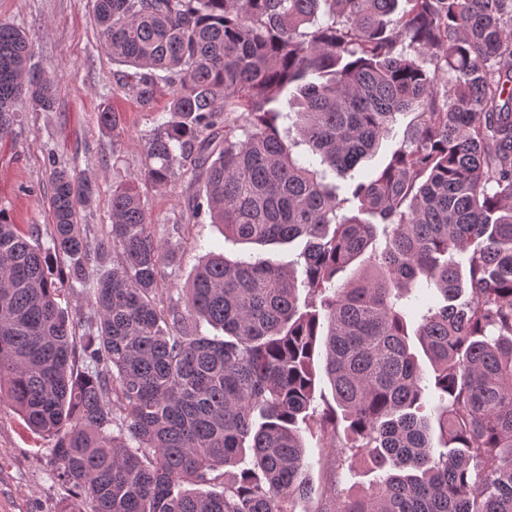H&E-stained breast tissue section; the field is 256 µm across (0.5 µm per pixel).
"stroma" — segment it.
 <instances>
[{
  "label": "stroma",
  "mask_w": 512,
  "mask_h": 512,
  "mask_svg": "<svg viewBox=\"0 0 512 512\" xmlns=\"http://www.w3.org/2000/svg\"><path fill=\"white\" fill-rule=\"evenodd\" d=\"M0 19L28 33L33 65L56 84L54 106L34 112L18 105L12 133L0 142V211L14 223L48 227L50 169L57 166L94 183L81 221L102 235L111 222L112 187L144 169V145L168 96L160 94L152 111L141 108L127 85L130 69L114 63L100 46L94 0H0ZM105 110L116 112V130L99 124ZM141 192L158 238H165L170 225L181 227L184 249L165 270L160 283L165 295H176L208 250L231 258L239 254L206 214L186 212L187 199L203 193L191 168L178 170L169 186H145ZM303 439L315 493L298 500L296 512H317L331 459L319 435L307 432ZM50 448L48 437L30 432L9 402L0 403V512H63L72 503L69 488L49 477Z\"/></svg>",
  "instance_id": "stroma-1"
}]
</instances>
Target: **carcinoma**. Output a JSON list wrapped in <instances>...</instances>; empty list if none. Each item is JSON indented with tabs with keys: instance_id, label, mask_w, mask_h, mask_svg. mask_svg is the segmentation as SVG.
I'll return each instance as SVG.
<instances>
[{
	"instance_id": "1",
	"label": "carcinoma",
	"mask_w": 512,
	"mask_h": 512,
	"mask_svg": "<svg viewBox=\"0 0 512 512\" xmlns=\"http://www.w3.org/2000/svg\"><path fill=\"white\" fill-rule=\"evenodd\" d=\"M95 21L143 108L167 73L144 170L113 186L100 238L79 223L91 182L65 169L50 246L0 211V396L52 440L69 512H295L313 420L333 467L318 512H512V0H95ZM30 58L0 20V138L18 102L54 106ZM405 112L411 139L340 195L328 174ZM186 165L192 213L238 244L304 239L295 265L211 251L164 297L179 225L160 244L140 184ZM422 281L444 304L411 334L398 301ZM66 289L95 310L66 316ZM318 357L335 406L316 420ZM358 461L375 480L343 487Z\"/></svg>"
}]
</instances>
